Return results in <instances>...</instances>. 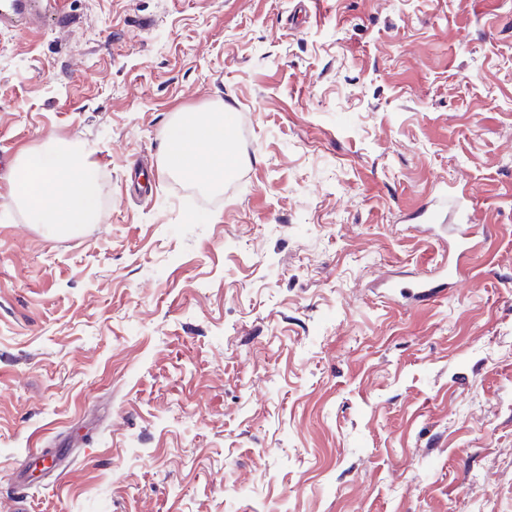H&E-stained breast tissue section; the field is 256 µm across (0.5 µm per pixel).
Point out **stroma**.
<instances>
[{"instance_id":"1","label":"stroma","mask_w":512,"mask_h":512,"mask_svg":"<svg viewBox=\"0 0 512 512\" xmlns=\"http://www.w3.org/2000/svg\"><path fill=\"white\" fill-rule=\"evenodd\" d=\"M234 109L209 190L174 119ZM88 153L94 222L11 197ZM473 196L448 237L412 218ZM57 460L39 481L30 464ZM512 512V0H63L0 27V512ZM452 215L456 221L453 233L455 235V244L456 249L459 251V256L454 262L450 259L448 252V259L446 256H443V258L436 263V270L441 276L442 282L436 286H433L429 282H422L418 287L424 288V290L420 292L422 297L430 296L436 288H444L446 285L454 284L461 272L459 257L470 249V247H468V241L471 239L474 224H472V207L467 203L464 193L458 196L454 201Z\"/></svg>"}]
</instances>
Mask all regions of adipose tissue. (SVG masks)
Here are the masks:
<instances>
[{
  "instance_id": "ef3b65f1",
  "label": "adipose tissue",
  "mask_w": 512,
  "mask_h": 512,
  "mask_svg": "<svg viewBox=\"0 0 512 512\" xmlns=\"http://www.w3.org/2000/svg\"><path fill=\"white\" fill-rule=\"evenodd\" d=\"M233 142L223 112L189 113L165 131L169 171L217 187L233 161ZM13 195L36 223L66 230L90 223L98 213V186L87 157L68 145L29 156L16 165Z\"/></svg>"
}]
</instances>
